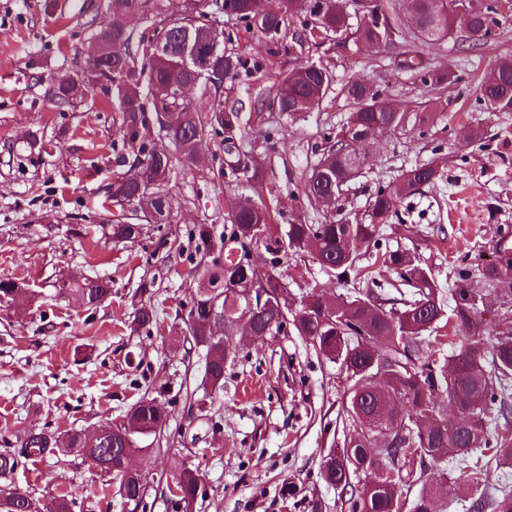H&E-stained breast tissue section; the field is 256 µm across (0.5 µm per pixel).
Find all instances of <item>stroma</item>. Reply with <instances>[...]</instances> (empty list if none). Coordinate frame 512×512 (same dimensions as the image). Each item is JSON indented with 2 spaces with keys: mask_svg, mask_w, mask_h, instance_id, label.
Here are the masks:
<instances>
[{
  "mask_svg": "<svg viewBox=\"0 0 512 512\" xmlns=\"http://www.w3.org/2000/svg\"><path fill=\"white\" fill-rule=\"evenodd\" d=\"M492 2L499 25L486 47L467 49L456 34L420 47L423 69L456 74L427 94L406 66L405 41L375 48L340 33L319 45L304 39L294 20L274 46L235 17H223L231 35L225 47L244 66L225 80L222 99L240 114L241 147L253 166L273 176L266 202L279 223L323 222L325 209L311 207L293 186L317 163L327 135L347 122L345 85L363 80L409 119L380 136L373 163L338 203L337 217L359 220L377 189L431 162L438 179L413 196V211L399 210L382 227L381 247L414 253L444 289L452 286L458 259L483 264L512 249V112L487 111L472 86L499 56L512 55V5ZM105 18L106 0H0V278L42 295L37 305L22 297L0 304V451L27 432L59 436L122 420L148 395L169 420L158 449L132 460L147 477L146 512H183L158 479L173 477L185 463L203 474L193 512H337V492L321 480L320 465L349 432L341 365L294 330L251 338L232 327L235 352L225 365L224 389L215 393L205 379L204 349L184 339L195 290L187 276L196 254L190 231L223 226L229 202L250 196V189L212 180L207 164L174 165L171 222L145 225L133 243L108 240L103 212L86 207L117 170L115 114L105 92L62 105L51 88L58 77L85 69L86 24ZM311 62L332 75L322 103L293 119L272 110L279 78ZM476 127L486 150L469 143ZM33 137L49 143L48 152L29 151ZM63 269L111 277V297L87 310L55 296L52 284ZM281 272L296 299L315 284L330 296L347 290L307 251L282 258ZM149 280L154 287L147 293L140 285ZM145 303L157 309V323L132 331ZM289 477L298 497L283 493ZM13 481L41 512L65 489L72 512H125L111 476L74 456L19 465Z\"/></svg>",
  "mask_w": 512,
  "mask_h": 512,
  "instance_id": "1",
  "label": "stroma"
}]
</instances>
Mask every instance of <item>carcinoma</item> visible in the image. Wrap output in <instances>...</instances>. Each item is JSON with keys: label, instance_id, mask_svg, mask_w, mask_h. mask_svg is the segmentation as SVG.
<instances>
[{"label": "carcinoma", "instance_id": "carcinoma-1", "mask_svg": "<svg viewBox=\"0 0 512 512\" xmlns=\"http://www.w3.org/2000/svg\"><path fill=\"white\" fill-rule=\"evenodd\" d=\"M326 2L321 29L327 35L343 32L357 44L379 40L382 30L376 20L351 28L348 0H266V12L257 16L250 0H206L203 10L211 15L226 11L244 23L247 30L271 41L290 21L305 14L314 17ZM471 32L465 41L473 48L486 46L499 25L496 6L479 0ZM433 0H406L418 21L412 30L420 45L447 38L454 21L435 19ZM108 20L96 28L102 42V68L81 84L59 81L55 97L61 104L100 87L112 93V111L117 113L119 140L112 143L115 160L122 166L145 159L149 162L140 183L126 182L127 173L116 172L112 184L141 208H151L150 217L131 224L106 223L105 236L115 241L134 242L142 225L170 221L172 197L167 188L173 163L189 169L200 161L197 136L218 141L228 159L210 168L215 179L228 176L244 182L257 197L268 188V174L240 164L233 152L242 138L239 115L215 109L206 112L191 105L175 113L176 125L165 126L157 99L163 89L188 79L185 66L188 45L205 37L204 24L183 17L184 24L171 30L173 51L164 57L147 54L148 35H135L127 19L138 15L148 27L164 23L181 10L191 9L190 0H108ZM243 66L240 56L223 51L219 68L227 78ZM290 89L279 87L275 99L280 111L288 113L293 101L317 105L331 87L326 68L304 65L292 69ZM455 77L448 71H426L420 82L436 89ZM346 98L382 99V94L364 81H353ZM477 100L490 112H512V57H499L475 88ZM386 113L357 109L347 124L328 136V148L306 175L301 193L309 204L320 197L340 193L361 176L347 160L344 150L371 125L382 133L405 126L407 113L394 124ZM439 176L438 167L424 163L406 171L393 185L380 188L370 198L364 221L350 223L334 217L321 224L303 222L278 224L264 201L241 199L228 211L229 223L216 234L215 225L197 224L191 237L201 251L190 275L197 280L195 295L185 321L191 344L206 350L205 377L211 390L224 388V365L234 352L226 334L217 326V311L231 310L234 317H249L255 330L267 335L292 327L310 340L330 360L341 361L350 384L344 391L343 409L352 427L343 447L332 448L320 466V478L337 491L342 512H435L440 496L470 490L471 512H512V492L488 485V467H512V436L492 435L487 422L494 416L512 413V251L503 250L496 262L478 269L488 288L475 293L469 288L470 274L461 272L450 290L453 308H448L442 288L431 269L423 267L407 252L377 250L374 261L363 264L364 245H379L380 231L404 199ZM315 244L314 260L328 274L361 282L366 270L380 264L396 273L393 285L398 296L384 297V286L372 282L365 290L353 289L330 297L318 286L308 288L295 309H290L288 288L279 272L281 257L299 253ZM266 287V301L254 312L248 310L247 294ZM57 295L75 297L93 310L112 294V280L69 271L54 283ZM22 286L10 278L0 279V302L14 300ZM153 307H140L133 330H148L156 322ZM459 332V347L442 352L440 332L448 325ZM446 396L459 420L448 421L438 411V399ZM129 429L107 421L99 430L73 429L66 434L67 447L46 432H29L16 444L0 451V480L9 481L22 463L47 455H73L84 461L106 458L100 471L112 476L115 495L136 506L147 494L146 476L120 470L111 448H127L148 454L167 423V414L153 398L143 397L129 410ZM439 469V480L428 472ZM376 472L369 484L360 483L362 471ZM176 497L186 512L192 510L202 484L198 467L184 464L174 478ZM415 497H410L413 487ZM0 512H38L33 498L10 485L0 489Z\"/></svg>", "mask_w": 512, "mask_h": 512}]
</instances>
